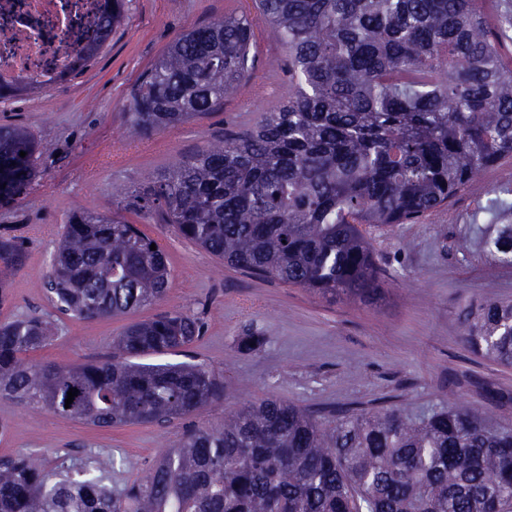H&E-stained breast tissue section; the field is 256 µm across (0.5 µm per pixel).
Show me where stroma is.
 <instances>
[{
  "mask_svg": "<svg viewBox=\"0 0 512 512\" xmlns=\"http://www.w3.org/2000/svg\"><path fill=\"white\" fill-rule=\"evenodd\" d=\"M249 18L257 41L254 73L215 112L147 136L127 131L130 95L142 74L188 28L226 15ZM288 94L285 48L268 38L253 0H130L124 22L86 67L57 87L0 103V124L26 128L38 143L37 175L0 204V231L16 236L23 264L7 276L0 322L52 314L40 287L71 213L95 212L113 191L137 189L153 172L243 131ZM512 157L484 170L443 209L413 224L366 228L380 267L374 300H332L306 289L256 280L182 239L156 216L125 211L165 251L173 278L152 306L123 316L62 317L33 364L68 365L110 357L131 323L179 311L203 324L199 340L168 355L224 374V399L170 423L95 428L47 408L0 400V458L27 456L48 471L106 476L113 491L142 477L183 432L216 428L224 415L267 398L329 418L340 409L398 406L416 415L461 401L485 413L492 429L512 426V365L473 352L461 309L512 303V265L480 251H458L462 235L493 223L487 206L505 196ZM253 332L260 346L239 347Z\"/></svg>",
  "mask_w": 512,
  "mask_h": 512,
  "instance_id": "obj_1",
  "label": "stroma"
}]
</instances>
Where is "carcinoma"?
<instances>
[{"label":"carcinoma","mask_w":512,"mask_h":512,"mask_svg":"<svg viewBox=\"0 0 512 512\" xmlns=\"http://www.w3.org/2000/svg\"><path fill=\"white\" fill-rule=\"evenodd\" d=\"M499 0H255L288 55V99L251 129L147 177L125 208L155 213L183 238L248 275L331 297L371 300L380 268L365 224H407L445 206L512 156V29ZM125 18L98 22L93 60ZM252 26L226 16L191 27L131 94L134 135L214 111L250 76ZM37 142L0 126V203L36 176ZM26 152L22 157L19 152ZM153 240L109 207L64 224L46 291L80 319L153 305L172 278ZM484 246L512 262V225ZM0 235V268L21 264ZM463 340L512 365V305L462 311ZM56 321L0 323V397L108 428L171 422L224 399V375L187 362L144 363L202 333L173 311L130 325L103 361L28 364ZM78 390L65 405L69 389ZM0 512H512V428L455 403L423 417L391 406L330 422L276 399L245 405L216 429L196 428L119 496L101 477L51 475L36 461L0 462Z\"/></svg>","instance_id":"cac0c4a2"}]
</instances>
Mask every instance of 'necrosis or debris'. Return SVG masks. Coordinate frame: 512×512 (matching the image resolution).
<instances>
[{
  "mask_svg": "<svg viewBox=\"0 0 512 512\" xmlns=\"http://www.w3.org/2000/svg\"><path fill=\"white\" fill-rule=\"evenodd\" d=\"M111 10L112 0H0V83L55 87L74 68L76 44Z\"/></svg>",
  "mask_w": 512,
  "mask_h": 512,
  "instance_id": "necrosis-or-debris-1",
  "label": "necrosis or debris"
}]
</instances>
